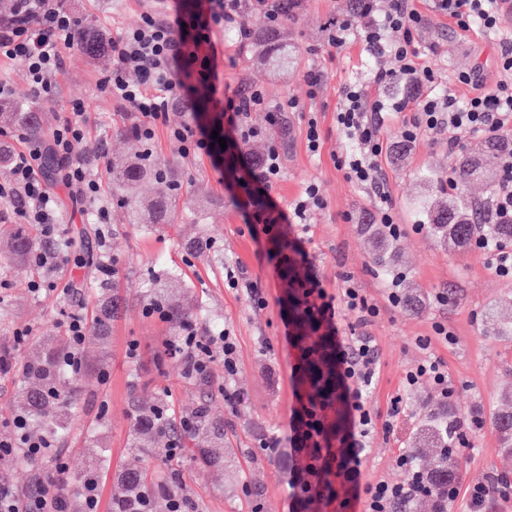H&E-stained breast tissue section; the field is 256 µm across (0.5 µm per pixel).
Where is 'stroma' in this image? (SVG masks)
<instances>
[{
    "instance_id": "1",
    "label": "stroma",
    "mask_w": 512,
    "mask_h": 512,
    "mask_svg": "<svg viewBox=\"0 0 512 512\" xmlns=\"http://www.w3.org/2000/svg\"><path fill=\"white\" fill-rule=\"evenodd\" d=\"M184 0H164L152 5L148 0H62L66 8L97 21L105 31L136 24L141 15L154 12L175 18ZM351 0H300L296 18L288 20L283 32L301 48L296 70L285 78L259 72L252 65L251 44H239L232 31L217 34L219 68L231 87L263 88L270 104L296 100L298 108L284 112L288 142L279 147L282 175L271 195L281 209H288L307 183H317L326 201L325 208L312 210L304 235L306 249L315 270L328 292H335L340 274H351L368 298L376 302L380 316L367 328L376 344L379 376L371 391V402L379 416H386L390 400L401 396L405 415L397 426L377 425L370 440V452L361 469V482L379 480L404 482L406 473L393 467L398 449L411 448L419 412L426 401L437 398L429 386L404 387L405 370L421 361L425 354L439 357L448 369L450 401L468 415L490 416L499 410L505 394L512 393V341L491 336L484 315L491 304L512 299V276L495 274L489 257L473 248L456 254L441 246L426 230L425 213L420 204L425 197L442 194L441 184L422 182L418 174L430 168L439 177L448 172V138L421 134L415 141L399 135L402 114L385 115L382 126L386 148L380 159L382 178L391 195L393 219L403 232L398 239L397 264L404 275L401 284L377 273L370 260L372 239L366 230L373 223L376 199L368 187L345 178L335 160L348 144L336 128V106L340 87L349 82L369 86L373 95L392 100L413 95L409 85L378 87L372 83L374 60L362 50L358 40L347 42L340 54L328 56L321 44L333 21L350 14ZM425 17L418 31V43L427 62L438 69L444 80L452 81L458 96L470 88L458 80L471 72L483 76L486 85L498 78L492 60L499 50L496 37L475 32L458 35L447 16L438 13L431 0H415ZM320 68L325 79L316 95H309L303 75L309 68ZM101 62L83 52L65 57L52 98L34 97L21 66H0V84L5 99L33 104L47 116L48 127H55L69 114L72 102L84 105L90 130L87 148L98 149L90 162L91 173L102 174L113 154L125 151L115 130L126 111L111 97L96 88ZM316 119L321 134L320 154L306 149L309 119ZM152 149L158 156L177 162L185 182L208 197L206 206L195 199L180 197L177 210L193 208L194 222L183 220L160 227L122 223L118 213L110 222L90 224L92 243L106 256L114 270L123 302L112 321L108 339L109 358L104 370L92 365L97 352L93 337H86L81 356L85 368L74 381L76 410L70 430L59 448L66 473L72 482L67 499L84 507V491L79 477L98 468L99 512H111V489L124 468L157 463L148 454L129 447L132 430L129 413L132 399H150L167 393L174 410L202 403L203 396L183 375L175 359L165 354L172 339L169 325L144 311L142 290L154 270L178 271L186 285L185 294L200 313L194 326L199 335L214 336L228 331L238 349V370L229 380L236 393L234 405L223 397L210 403L212 417L223 421L224 432L236 455L219 470L197 469L192 459L179 462L177 470L189 496L187 512H298L288 486L291 474L258 449L264 437H274L281 448H288L294 382L293 357L285 337L286 315L283 286L276 273L277 258L266 238L255 239L245 226V215L236 203L235 190L229 189L217 160L184 157L170 144L166 129L156 133ZM234 268L244 281L258 283L267 301L265 308H254L245 291L224 283L225 268ZM87 274L76 252L68 260L52 265L44 279L65 288L62 296H35L28 290L32 276L10 264L0 254V355L23 359L30 343L15 344L13 333L29 328L32 336L64 331L65 315L78 311L93 316L97 301L91 290L82 286ZM417 294L423 304L412 314L392 305V288ZM451 293L448 304H440L438 294ZM447 324L450 340L433 338L434 322ZM429 336L430 350H422L420 338ZM468 447L463 453L458 495L448 512H468L470 487L505 477L512 481V454L502 448L490 425L473 426L466 434ZM104 448L99 463L85 453L89 441ZM249 470L261 484L256 502H248L233 489L237 468ZM47 482L58 478L54 457L38 465L19 456H0V485L26 496L34 486L35 474Z\"/></svg>"
}]
</instances>
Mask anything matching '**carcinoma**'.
Here are the masks:
<instances>
[{
	"mask_svg": "<svg viewBox=\"0 0 512 512\" xmlns=\"http://www.w3.org/2000/svg\"><path fill=\"white\" fill-rule=\"evenodd\" d=\"M300 49L288 37L261 30L254 39L253 55L266 72L286 76L296 68ZM46 117L32 106L7 101L0 112V124L22 129L32 141L44 135ZM512 155V132L502 131L486 140L475 152L449 158L454 169L459 197L446 201L432 199L427 205L428 228L431 235L448 248L462 252L482 238L512 243V223L497 224L491 213L496 176L501 162ZM481 184L485 197L478 204L465 202L471 186ZM112 207L118 209L129 224H171L175 220L174 203L183 194V183L175 167L160 160L146 144L132 155H121L112 161L107 182ZM375 248L371 256L373 267L395 281L400 279L395 265L397 245L381 232L373 234ZM56 243L38 233L23 231L12 234L10 259L24 263L34 252H53ZM103 272L96 280L99 308L92 329L100 337L108 335L112 318L118 313L121 297L112 285L111 270L101 263ZM159 287L150 288L146 304L159 306L170 329L179 334L190 325L196 310L168 292V284L180 282L176 273L165 271L156 277ZM486 324L494 336H512V321L501 319L498 307L485 313ZM38 355L25 361L4 357L20 376L25 414L29 426L39 436L55 444L69 431L73 405L70 379L77 371L64 365L71 358V347L65 336L50 334L36 338ZM134 433L132 447L142 448L171 466L164 448L145 447L146 438L161 436L167 442L176 441L180 448L200 466L218 462L213 448L226 447L224 424L215 421L208 405L177 415L170 413L167 395L160 394L148 406L133 405ZM490 427L498 434L501 444L512 449V409H502L489 418ZM465 422L449 401L429 406L418 419L413 448L409 449L417 470L432 488L430 500L434 512H448L450 491L461 478L462 461L457 453L465 440ZM121 491L112 496V512H152L157 503L180 497L182 487L178 474L166 470H130L119 475Z\"/></svg>",
	"mask_w": 512,
	"mask_h": 512,
	"instance_id": "carcinoma-1",
	"label": "carcinoma"
}]
</instances>
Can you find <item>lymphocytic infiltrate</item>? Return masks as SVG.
Returning <instances> with one entry per match:
<instances>
[{"label":"lymphocytic infiltrate","instance_id":"1","mask_svg":"<svg viewBox=\"0 0 512 512\" xmlns=\"http://www.w3.org/2000/svg\"><path fill=\"white\" fill-rule=\"evenodd\" d=\"M500 0H434L435 8L448 16L461 33H493L501 24ZM17 13L0 18V62L20 65L26 71L32 92L51 96L65 55L75 49V34L84 24L76 13L59 0H16ZM359 11L337 21L325 36L323 48L335 55L349 36L360 39L365 51L378 65L373 84L389 86L400 82L417 90L412 116L403 122L400 135L414 141L420 130L450 131L449 151L459 149L465 139L486 138L512 128V46H501L496 59L500 75L494 86L481 77L466 76L472 88L466 98L455 90L437 93L440 76L426 65L415 39L424 17L414 0H389L386 11H378L377 0H358ZM284 0H190L175 19L152 13L142 14L133 26L118 29L105 42L110 58L107 69L97 78L98 90L118 100L138 118L142 141L153 142L159 126L180 154L212 156L213 132H220L227 144L241 146L260 138L262 131L250 121L253 112L267 109L261 89L219 88L216 71L217 31L235 28L239 42L252 39L247 14L261 15L277 27L288 19ZM203 100L204 112L193 113L190 121L171 126V108L184 101ZM387 100L371 95L368 86L346 84L339 90L336 127L349 148L338 160V168L350 181L371 187L377 198L378 221L392 236L401 227L391 215L390 196L380 176L378 160L385 146L381 132L382 113L393 111ZM89 135L81 103H74L65 119L43 143L16 134L12 153L11 179L0 183V202L8 204L14 223L36 225L47 238L59 237L61 203L47 182L44 155H51L64 173L63 183L76 198L95 201L102 185L79 160ZM282 172L277 148H269L258 165H239L230 180L242 183L245 194L238 203L246 212L253 237L264 236L284 244L276 273L300 300L298 318H287L285 326L293 356L295 402L291 421L292 454L297 460L292 485L295 497L327 512L332 505L348 508L352 499H362L363 512H392L394 503L409 495L425 492L420 472L412 468L408 451L394 458L396 468L410 472L403 483L380 480L360 484L362 458L368 454L370 438L378 416L370 403L371 388L379 374V360L371 337L363 332L380 314L358 288L352 275H341L335 293H328L311 271L312 261L297 234L305 227L310 210L324 207L318 184L306 185L301 196L280 209L270 196ZM353 313L357 327L345 324V313ZM326 337L327 345L305 344L299 340L300 326ZM221 345L224 373L237 368V346L228 333L200 336L182 333L170 341L194 370H207L213 360V345ZM22 450L30 458L42 457L47 444L28 430L25 417L12 421L10 430L0 433V455Z\"/></svg>","mask_w":512,"mask_h":512}]
</instances>
